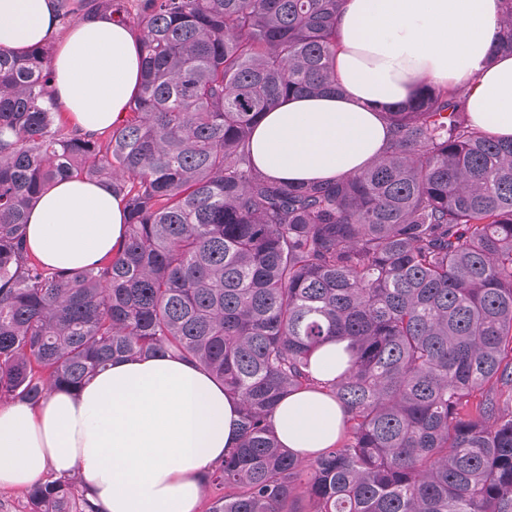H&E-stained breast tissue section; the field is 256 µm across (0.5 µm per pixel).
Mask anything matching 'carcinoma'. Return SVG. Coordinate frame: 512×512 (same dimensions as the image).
<instances>
[{"instance_id":"obj_1","label":"carcinoma","mask_w":512,"mask_h":512,"mask_svg":"<svg viewBox=\"0 0 512 512\" xmlns=\"http://www.w3.org/2000/svg\"><path fill=\"white\" fill-rule=\"evenodd\" d=\"M344 2L56 0L65 24L142 34L138 93L98 133L50 103L52 45L0 47V402L175 351L240 403L209 512H512V140L471 125L462 88L424 85L359 174L292 184L250 158L280 99L339 90ZM69 178L103 183L128 220L112 257L65 271L28 251L26 216ZM328 341L346 346L320 382ZM303 389L344 415L308 461L272 421ZM24 512L99 510L69 475ZM336 372V343H329L319 350L312 362V374L321 381L333 379Z\"/></svg>"}]
</instances>
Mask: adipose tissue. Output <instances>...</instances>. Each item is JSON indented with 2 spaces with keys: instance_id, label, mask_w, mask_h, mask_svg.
<instances>
[{
  "instance_id": "1",
  "label": "adipose tissue",
  "mask_w": 512,
  "mask_h": 512,
  "mask_svg": "<svg viewBox=\"0 0 512 512\" xmlns=\"http://www.w3.org/2000/svg\"><path fill=\"white\" fill-rule=\"evenodd\" d=\"M501 16V0H347L336 26L341 93L281 99L253 131V163L291 183L356 174L384 151L385 112L422 84L464 88L472 125L511 139L512 56L494 50ZM56 28L53 0H0V47L55 40L56 104L82 131H103L137 92L141 38L109 19L61 37ZM126 220L100 182L63 180L30 211L27 245L50 267L81 268L112 255ZM239 411L193 361L118 359L78 391L0 406V487L76 474L102 512H196L212 466L238 441ZM342 417L330 396L301 390L279 402L273 423L306 458L335 444Z\"/></svg>"
}]
</instances>
